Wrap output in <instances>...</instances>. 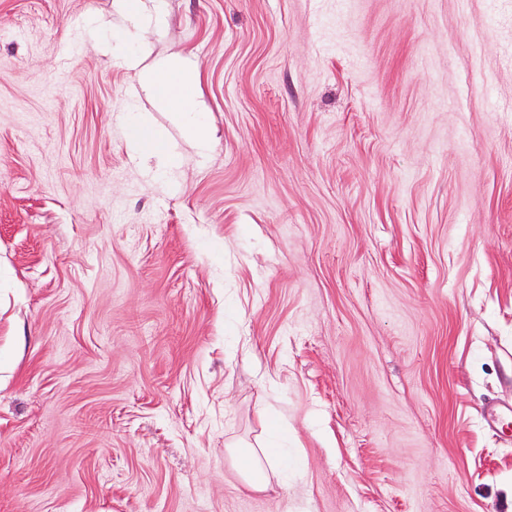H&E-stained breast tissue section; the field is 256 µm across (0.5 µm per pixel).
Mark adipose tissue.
Masks as SVG:
<instances>
[{"label": "adipose tissue", "instance_id": "obj_1", "mask_svg": "<svg viewBox=\"0 0 512 512\" xmlns=\"http://www.w3.org/2000/svg\"><path fill=\"white\" fill-rule=\"evenodd\" d=\"M147 81L152 96L169 112L183 135L199 149H207L209 120L197 107L196 71L180 61L168 62L151 71ZM231 455L241 463L244 484L257 491L265 490L271 478L279 476L284 467L283 460L262 440L243 448L234 447Z\"/></svg>", "mask_w": 512, "mask_h": 512}]
</instances>
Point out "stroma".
Instances as JSON below:
<instances>
[{"instance_id": "35a3bbf8", "label": "stroma", "mask_w": 512, "mask_h": 512, "mask_svg": "<svg viewBox=\"0 0 512 512\" xmlns=\"http://www.w3.org/2000/svg\"><path fill=\"white\" fill-rule=\"evenodd\" d=\"M123 24L0 0V512H512V0H145L204 151ZM147 81L152 96L166 112H170L183 135L199 149H207L210 144L209 120L197 107L196 71L181 61L168 62L147 74ZM128 140L134 151L141 156H164L170 167L176 165V159L170 150L164 133L154 126L133 121L128 125ZM231 455L235 461L243 465L240 474L244 484L257 491H263L270 483L271 477H278L285 463L279 459L263 441H257L256 445L233 446Z\"/></svg>"}]
</instances>
